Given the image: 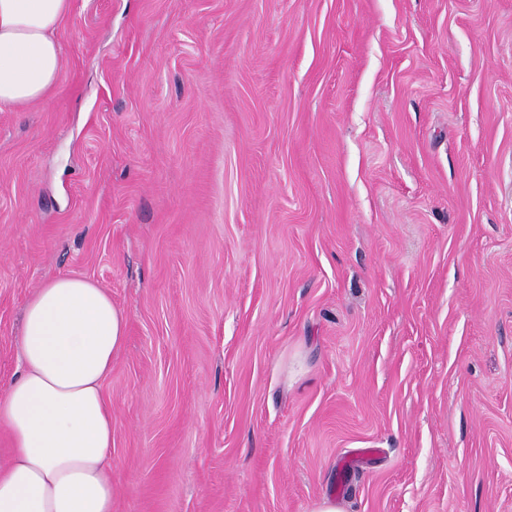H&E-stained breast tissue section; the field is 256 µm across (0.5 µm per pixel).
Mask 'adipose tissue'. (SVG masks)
Returning <instances> with one entry per match:
<instances>
[{
	"label": "adipose tissue",
	"instance_id": "1",
	"mask_svg": "<svg viewBox=\"0 0 512 512\" xmlns=\"http://www.w3.org/2000/svg\"><path fill=\"white\" fill-rule=\"evenodd\" d=\"M71 0H0V111L45 99L64 66ZM124 310L62 276L27 302L19 373L0 384V512H112V414L102 382L122 351Z\"/></svg>",
	"mask_w": 512,
	"mask_h": 512
}]
</instances>
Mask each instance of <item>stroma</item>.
<instances>
[{
  "instance_id": "obj_1",
  "label": "stroma",
  "mask_w": 512,
  "mask_h": 512,
  "mask_svg": "<svg viewBox=\"0 0 512 512\" xmlns=\"http://www.w3.org/2000/svg\"><path fill=\"white\" fill-rule=\"evenodd\" d=\"M0 112V379L128 317L112 512H512V0H72Z\"/></svg>"
}]
</instances>
